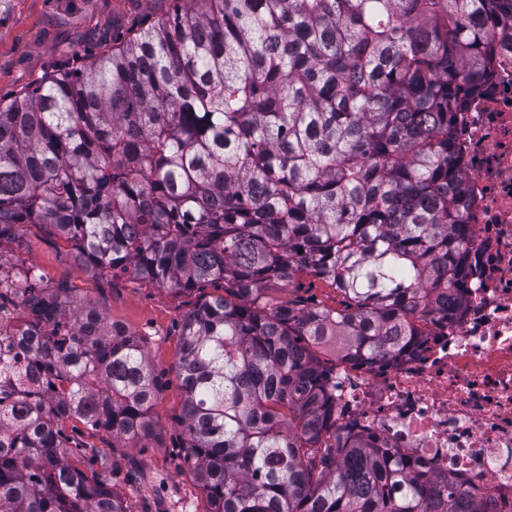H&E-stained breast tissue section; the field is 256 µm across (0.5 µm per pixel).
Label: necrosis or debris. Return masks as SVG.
<instances>
[{"label": "necrosis or debris", "instance_id": "necrosis-or-debris-1", "mask_svg": "<svg viewBox=\"0 0 512 512\" xmlns=\"http://www.w3.org/2000/svg\"><path fill=\"white\" fill-rule=\"evenodd\" d=\"M465 178L462 313L394 360L340 362L336 419L512 505V51L453 120Z\"/></svg>", "mask_w": 512, "mask_h": 512}]
</instances>
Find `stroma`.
Returning a JSON list of instances; mask_svg holds the SVG:
<instances>
[{"instance_id": "1", "label": "stroma", "mask_w": 512, "mask_h": 512, "mask_svg": "<svg viewBox=\"0 0 512 512\" xmlns=\"http://www.w3.org/2000/svg\"><path fill=\"white\" fill-rule=\"evenodd\" d=\"M171 0H0V96L11 98L58 64L78 67L111 44L112 33L128 29L143 15L167 14ZM0 259L35 268L47 284H67L76 300L99 307L109 321L146 341L151 365L162 385L152 408L155 433L125 443L72 420L66 433L95 446L100 463L84 465L87 475L109 484L129 512H208V501L183 464L185 435L176 424L183 391L178 379L180 326L196 293L151 286L131 275L100 278L75 263L70 246L40 224L24 225L15 243L0 245ZM271 301L299 299L337 307L340 296L327 282L299 275Z\"/></svg>"}]
</instances>
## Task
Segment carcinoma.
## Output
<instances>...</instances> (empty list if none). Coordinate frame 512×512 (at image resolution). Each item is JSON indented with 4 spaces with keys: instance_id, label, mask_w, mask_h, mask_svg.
<instances>
[{
    "instance_id": "carcinoma-1",
    "label": "carcinoma",
    "mask_w": 512,
    "mask_h": 512,
    "mask_svg": "<svg viewBox=\"0 0 512 512\" xmlns=\"http://www.w3.org/2000/svg\"><path fill=\"white\" fill-rule=\"evenodd\" d=\"M0 98V244L42 224L95 276L215 280L184 318V462L210 512H503L336 424V361L394 360L463 302L461 93L512 46V0H195ZM306 273L339 308L268 292ZM28 360L0 361V512H129L66 421L138 442L143 341L32 269Z\"/></svg>"
}]
</instances>
